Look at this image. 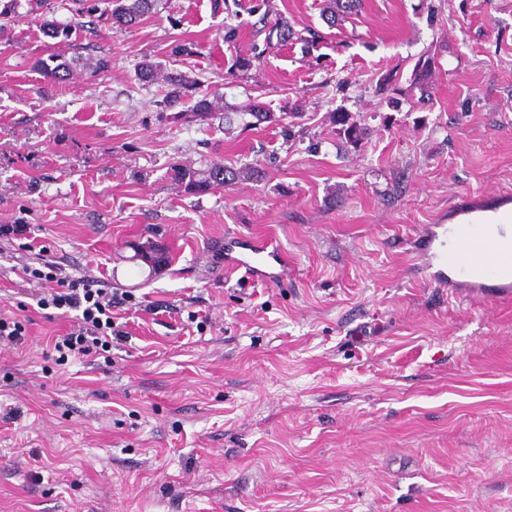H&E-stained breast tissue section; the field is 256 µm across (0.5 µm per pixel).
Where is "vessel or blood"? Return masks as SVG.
Returning <instances> with one entry per match:
<instances>
[{"mask_svg": "<svg viewBox=\"0 0 512 512\" xmlns=\"http://www.w3.org/2000/svg\"><path fill=\"white\" fill-rule=\"evenodd\" d=\"M226 249L224 262L244 277L268 280L270 263H283L271 239H245ZM413 269L457 298L512 297V195L461 198L441 220L425 225L413 243Z\"/></svg>", "mask_w": 512, "mask_h": 512, "instance_id": "obj_1", "label": "vessel or blood"}]
</instances>
